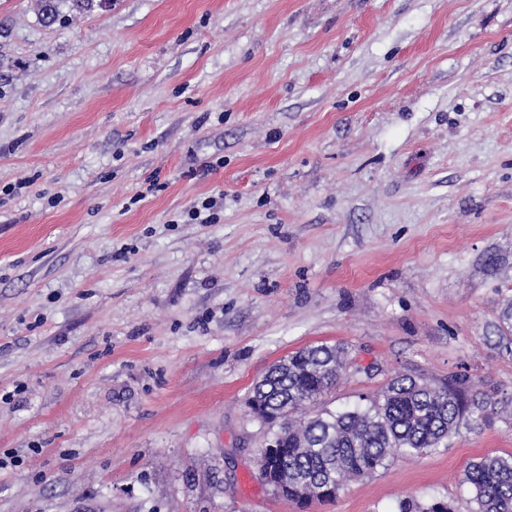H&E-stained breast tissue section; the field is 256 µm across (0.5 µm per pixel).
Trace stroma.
Segmentation results:
<instances>
[{
  "label": "stroma",
  "mask_w": 512,
  "mask_h": 512,
  "mask_svg": "<svg viewBox=\"0 0 512 512\" xmlns=\"http://www.w3.org/2000/svg\"><path fill=\"white\" fill-rule=\"evenodd\" d=\"M0 0V512H469L512 453V0ZM223 196L216 220L187 210ZM493 403L299 508L253 384ZM465 482L472 512H512V453H490L470 462Z\"/></svg>",
  "instance_id": "stroma-1"
}]
</instances>
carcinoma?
<instances>
[{
	"label": "carcinoma",
	"instance_id": "cac0c4a2",
	"mask_svg": "<svg viewBox=\"0 0 512 512\" xmlns=\"http://www.w3.org/2000/svg\"><path fill=\"white\" fill-rule=\"evenodd\" d=\"M346 351L318 345L273 365L252 388L266 425L285 436L258 477L280 496L306 505L335 496L351 480L372 476L397 455L415 458L448 447L465 419L485 421L491 400L466 375L435 387L409 375L391 378L352 408L312 410L343 375ZM471 512H512V453L486 454L465 473Z\"/></svg>",
	"mask_w": 512,
	"mask_h": 512
}]
</instances>
